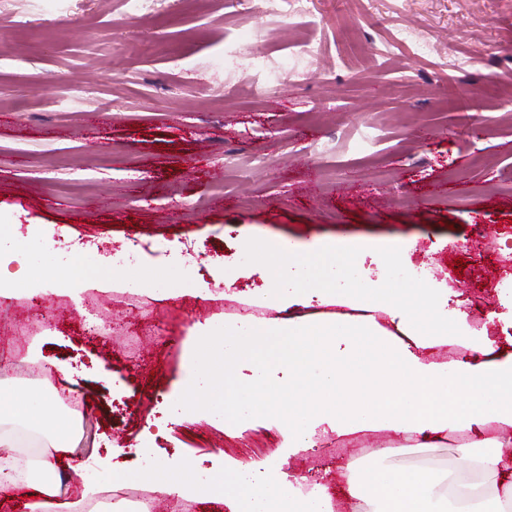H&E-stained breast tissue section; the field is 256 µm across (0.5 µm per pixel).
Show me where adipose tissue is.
<instances>
[{"instance_id":"adipose-tissue-1","label":"adipose tissue","mask_w":512,"mask_h":512,"mask_svg":"<svg viewBox=\"0 0 512 512\" xmlns=\"http://www.w3.org/2000/svg\"><path fill=\"white\" fill-rule=\"evenodd\" d=\"M251 246L256 269L266 284L260 299L279 310L308 305L311 298L356 309V316L299 317L259 321L246 315L226 323L223 341L211 343L196 327L185 374L173 399L170 424L217 420L225 409L224 384L244 362L258 369H283L284 388L259 378L242 390L244 412L237 424L270 423L281 443L267 458L220 459L222 483L190 477L188 468H150L140 480L185 500L213 501L227 512H334L326 486L304 489L288 459L315 445L317 430L346 435L388 430L434 448L454 440L456 464L337 467L336 480L360 512H512V351L491 336L472 335L461 310L449 309L447 296L413 278L387 288L371 280L337 287L336 271L351 267V254L257 238ZM296 279L282 285L285 270ZM33 280L22 245L0 246V303L31 293ZM386 313L384 328L373 312ZM461 347L445 363L423 359L422 351ZM69 421L50 398L19 400L0 388V447L10 449L11 471L0 470V500L25 490L27 512L58 507L62 469L83 470L68 436Z\"/></svg>"}]
</instances>
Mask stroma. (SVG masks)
Wrapping results in <instances>:
<instances>
[{
  "instance_id": "1",
  "label": "stroma",
  "mask_w": 512,
  "mask_h": 512,
  "mask_svg": "<svg viewBox=\"0 0 512 512\" xmlns=\"http://www.w3.org/2000/svg\"><path fill=\"white\" fill-rule=\"evenodd\" d=\"M312 23L264 14H226L224 0H198L165 13L128 16L123 0H0V225L25 241L32 270L59 276L73 260L103 271L112 254L141 266L166 263L176 245L194 259L176 280L208 282L211 298H165L136 288H89L80 300L50 292L0 305V381L19 397L44 392L19 380L14 361L66 365L88 404L75 419L76 451L118 446L137 496L157 512L186 500L139 480L150 467L190 465L215 480L213 458L262 459L276 430L221 431L206 421L157 439L139 456L146 418L163 420L179 379L182 342L195 323L221 332L242 310L278 315L257 299L263 286L245 244L256 233L302 244L345 240L361 255L350 276L394 284L423 274L462 293L467 322L499 343L512 325L490 322L496 289L512 279V0H313ZM413 39L400 61L376 50L399 29ZM242 57L283 62L294 41L316 42L309 76L273 79L220 66L225 39ZM472 55L466 73L435 63ZM83 104L66 107L76 79ZM336 109L325 112L321 103ZM416 241L406 263L385 264L381 247ZM463 270H456V263ZM235 272L231 287L211 270ZM56 313L52 325L36 307ZM124 335L93 338L86 307ZM393 432L328 437L299 451L290 469L309 481L358 459L372 464ZM219 512L214 502L191 504Z\"/></svg>"
}]
</instances>
